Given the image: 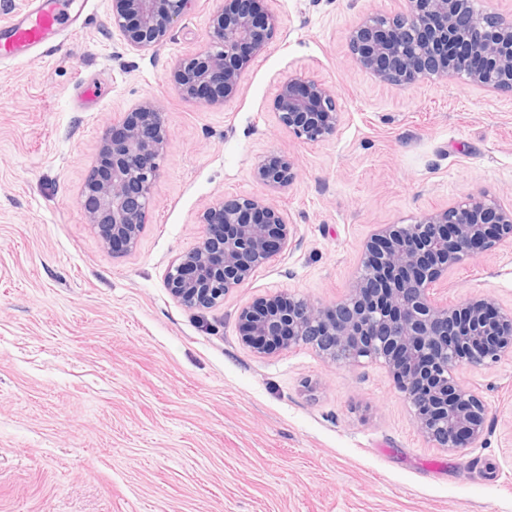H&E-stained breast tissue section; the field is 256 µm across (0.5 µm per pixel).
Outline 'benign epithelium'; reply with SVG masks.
<instances>
[{
	"label": "benign epithelium",
	"mask_w": 512,
	"mask_h": 512,
	"mask_svg": "<svg viewBox=\"0 0 512 512\" xmlns=\"http://www.w3.org/2000/svg\"><path fill=\"white\" fill-rule=\"evenodd\" d=\"M194 0H112V27L133 49L149 52L191 11ZM279 30L268 0H224L202 47L182 59L174 81L182 98L224 103L242 73ZM353 61L395 86L462 78L482 89L512 90V19L475 10L474 0H404L394 15L361 18L348 32ZM272 109L299 142L336 133V89L293 74L279 85ZM168 138L167 119L152 101L103 129L99 156L80 205L86 223L102 230L104 248L128 253L146 224ZM270 188L287 186L295 163L272 152L254 170ZM201 235L166 274L171 295L188 307L213 308L275 257L290 233L271 200L216 199L198 216ZM512 244V207L487 193L466 196L414 224H385L366 245L360 271L332 306L280 293L242 308L239 339L257 355L310 344L332 366L379 364L409 402L418 431L436 448H467L482 436L487 408L461 382L463 366L512 355V307L481 296L464 305L434 297L448 270Z\"/></svg>",
	"instance_id": "benign-epithelium-1"
}]
</instances>
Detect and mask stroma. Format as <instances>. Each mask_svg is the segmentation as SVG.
Here are the masks:
<instances>
[{
    "label": "stroma",
    "instance_id": "obj_1",
    "mask_svg": "<svg viewBox=\"0 0 512 512\" xmlns=\"http://www.w3.org/2000/svg\"><path fill=\"white\" fill-rule=\"evenodd\" d=\"M221 0H195L156 50L130 48L112 0H84L59 47L0 63V512H512V356L463 371L487 406L471 447L435 448L386 370L308 345L260 357L237 314L290 291L345 297L381 224L480 192L512 206V91L451 78L407 89L349 58L361 17L402 0H273L281 28L220 105L172 77ZM335 87V134L297 142L272 110L292 73ZM145 100L169 137L137 247L115 254L79 199L103 127ZM296 161L281 191L253 170ZM269 195L290 238L211 309L165 286L218 198ZM455 304L512 306V247L449 271Z\"/></svg>",
    "mask_w": 512,
    "mask_h": 512
}]
</instances>
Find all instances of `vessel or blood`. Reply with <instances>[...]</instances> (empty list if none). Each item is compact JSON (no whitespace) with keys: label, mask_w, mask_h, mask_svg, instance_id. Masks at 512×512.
Returning a JSON list of instances; mask_svg holds the SVG:
<instances>
[{"label":"vessel or blood","mask_w":512,"mask_h":512,"mask_svg":"<svg viewBox=\"0 0 512 512\" xmlns=\"http://www.w3.org/2000/svg\"><path fill=\"white\" fill-rule=\"evenodd\" d=\"M64 17L63 0H27L24 8L0 24V60L19 59L38 48L57 47Z\"/></svg>","instance_id":"b4317fda"}]
</instances>
